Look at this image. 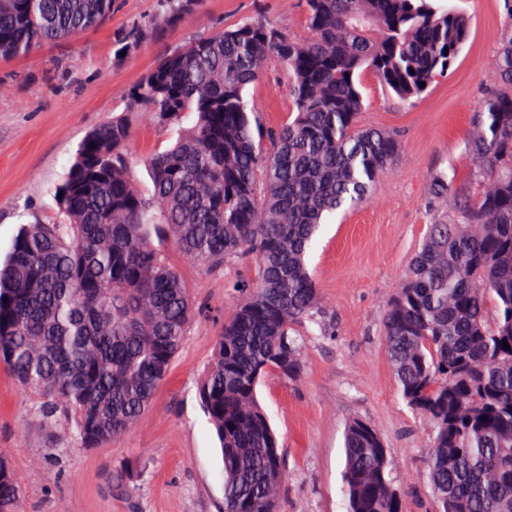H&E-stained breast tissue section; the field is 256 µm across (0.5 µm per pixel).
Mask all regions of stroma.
<instances>
[{
    "label": "stroma",
    "mask_w": 512,
    "mask_h": 512,
    "mask_svg": "<svg viewBox=\"0 0 512 512\" xmlns=\"http://www.w3.org/2000/svg\"><path fill=\"white\" fill-rule=\"evenodd\" d=\"M454 3L469 16L471 35L448 78L405 105L365 76L360 124L397 134L399 157L367 204L323 225L310 253L325 316L322 326L296 329L301 375L273 372L258 386L285 457L281 512H347L343 434L355 418L373 425L387 448L403 512L436 510L426 467L430 428L401 397L383 346V316L432 221L430 175L445 172L472 197L479 189L466 141L483 97L499 87L497 56L512 18L506 0ZM153 11L154 0H114L102 26L25 55L0 54V260L21 225L52 217L54 191L78 143L126 111L130 88L163 56L257 12L291 35L305 33L302 0H202L165 40L115 58L114 44ZM249 94L264 127L293 120L277 64ZM130 121L133 159L175 138L155 128L150 112L132 113ZM168 255L190 289L195 316L166 380L128 432L100 448L80 447L67 419L44 426L37 397L0 367V448L11 451L22 512H224L221 456L196 383L213 357L224 309L237 297L234 285L253 276L254 264L208 271L177 250ZM124 471L121 491L115 478Z\"/></svg>",
    "instance_id": "obj_1"
}]
</instances>
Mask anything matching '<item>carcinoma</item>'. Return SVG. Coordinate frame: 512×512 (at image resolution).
I'll list each match as a JSON object with an SVG mask.
<instances>
[{
	"label": "carcinoma",
	"instance_id": "obj_1",
	"mask_svg": "<svg viewBox=\"0 0 512 512\" xmlns=\"http://www.w3.org/2000/svg\"><path fill=\"white\" fill-rule=\"evenodd\" d=\"M197 4L155 0L115 54L163 37ZM111 12L112 0H0V52L72 38ZM304 15L302 38L253 16L164 57L128 93L158 128H177L142 160L151 187L126 152L128 120L112 119L78 144L55 220L22 225L0 264V365L39 397L44 425L68 415L80 445L98 448L141 418L193 319L168 244L205 270L253 259L196 389L219 442L224 512H279L285 464L257 388L270 371L300 373L291 332L323 309L307 252L399 151L394 133L359 126L363 75L410 104L448 77L470 36L444 0H304ZM272 59L296 115L265 132L248 86ZM497 67L500 88L467 140L481 190L471 199L432 174L437 219L384 316L401 396L431 428L437 512H512V26ZM450 205L465 223L442 218ZM343 448L348 512H402L376 429L351 420ZM22 498L1 448L0 512H21Z\"/></svg>",
	"mask_w": 512,
	"mask_h": 512
}]
</instances>
